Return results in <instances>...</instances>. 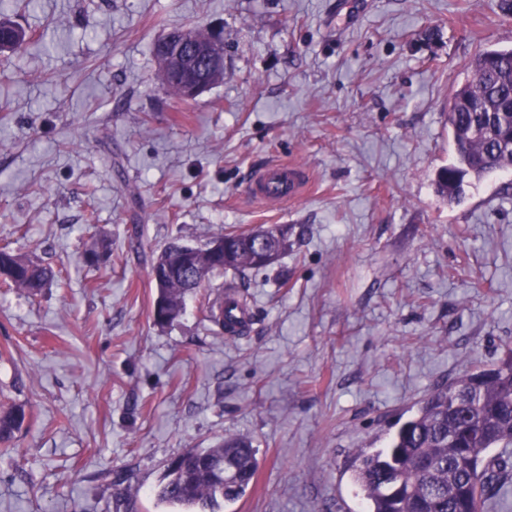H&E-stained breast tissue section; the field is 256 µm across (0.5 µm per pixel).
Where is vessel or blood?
<instances>
[{"instance_id": "vessel-or-blood-1", "label": "vessel or blood", "mask_w": 512, "mask_h": 512, "mask_svg": "<svg viewBox=\"0 0 512 512\" xmlns=\"http://www.w3.org/2000/svg\"><path fill=\"white\" fill-rule=\"evenodd\" d=\"M309 173L294 162H272L255 169L245 183V193L266 206L281 205L301 197L309 186ZM222 308L236 323L250 325L253 313L233 291H225Z\"/></svg>"}]
</instances>
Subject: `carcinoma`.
I'll use <instances>...</instances> for the list:
<instances>
[{
    "mask_svg": "<svg viewBox=\"0 0 512 512\" xmlns=\"http://www.w3.org/2000/svg\"><path fill=\"white\" fill-rule=\"evenodd\" d=\"M0 23L18 38L27 33L6 15ZM448 122L454 161L437 173L436 192L452 202L465 191V178L480 179L512 168V50L480 51L470 76L455 89ZM249 230H227L218 237L232 256L224 267L210 263L207 248H194L195 276L187 275L170 242L151 264L167 268L160 297L182 310L186 295L209 275L232 270L244 274L261 265L241 241ZM0 278L10 288L37 295L61 272L39 260L0 247ZM26 419L22 404L0 408V445L7 447ZM258 460L250 438L230 435L209 448H189L167 466L156 498L178 512H224L252 485ZM353 480L362 512H486L487 504L512 487V345L488 370H466L436 385L416 412L382 448H360L353 458Z\"/></svg>",
    "mask_w": 512,
    "mask_h": 512,
    "instance_id": "obj_1",
    "label": "carcinoma"
}]
</instances>
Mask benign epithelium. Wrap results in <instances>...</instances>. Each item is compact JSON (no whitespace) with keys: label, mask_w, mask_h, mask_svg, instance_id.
Listing matches in <instances>:
<instances>
[{"label":"benign epithelium","mask_w":512,"mask_h":512,"mask_svg":"<svg viewBox=\"0 0 512 512\" xmlns=\"http://www.w3.org/2000/svg\"><path fill=\"white\" fill-rule=\"evenodd\" d=\"M155 59L160 71L180 80L182 93L194 99L224 76V43L202 30L169 34L157 42Z\"/></svg>","instance_id":"7a95c632"}]
</instances>
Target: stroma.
Instances as JSON below:
<instances>
[{
	"mask_svg": "<svg viewBox=\"0 0 512 512\" xmlns=\"http://www.w3.org/2000/svg\"><path fill=\"white\" fill-rule=\"evenodd\" d=\"M497 0H16L31 36L0 52V242L63 271L0 285V402L26 405L0 454V512H168V461L228 434L259 468L224 512H360L353 452L380 448L438 382L512 343V174L435 192L448 107L479 50L512 48ZM174 28L224 40L189 107L157 77ZM304 166L307 195L244 193ZM291 227L246 287L231 338L203 294L160 327L153 255L229 228ZM111 259L87 264L97 238ZM309 173L295 162H272L255 169L245 193L265 206L281 205L301 197L309 186Z\"/></svg>",
	"mask_w": 512,
	"mask_h": 512,
	"instance_id": "35a3bbf8",
	"label": "stroma"
}]
</instances>
